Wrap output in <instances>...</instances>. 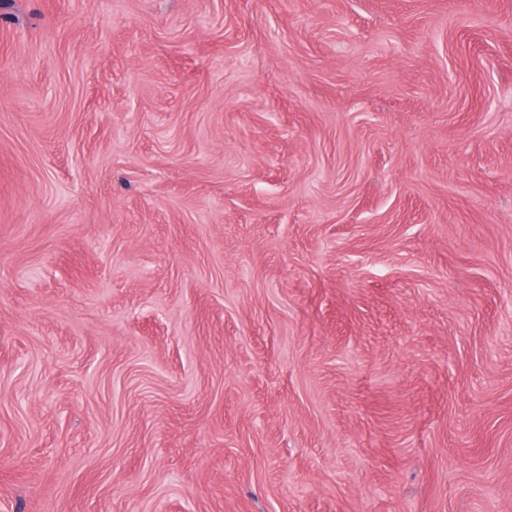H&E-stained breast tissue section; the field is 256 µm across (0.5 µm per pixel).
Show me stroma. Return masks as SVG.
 I'll return each instance as SVG.
<instances>
[{
	"label": "stroma",
	"mask_w": 512,
	"mask_h": 512,
	"mask_svg": "<svg viewBox=\"0 0 512 512\" xmlns=\"http://www.w3.org/2000/svg\"><path fill=\"white\" fill-rule=\"evenodd\" d=\"M0 512H512V0H0Z\"/></svg>",
	"instance_id": "obj_1"
}]
</instances>
